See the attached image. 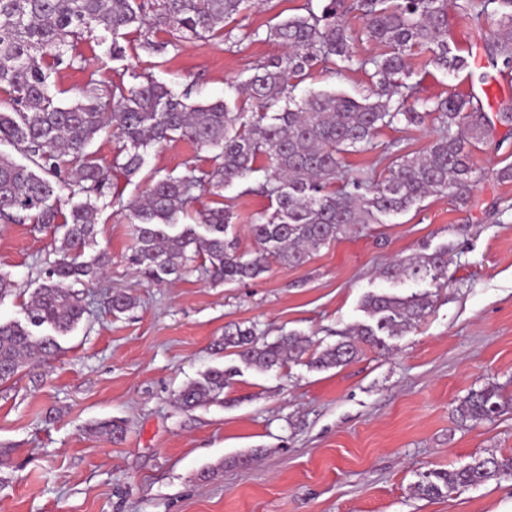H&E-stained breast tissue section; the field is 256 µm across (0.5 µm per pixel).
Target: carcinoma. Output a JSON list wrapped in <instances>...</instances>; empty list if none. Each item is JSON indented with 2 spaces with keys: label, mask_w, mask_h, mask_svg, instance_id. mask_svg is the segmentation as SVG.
<instances>
[{
  "label": "carcinoma",
  "mask_w": 512,
  "mask_h": 512,
  "mask_svg": "<svg viewBox=\"0 0 512 512\" xmlns=\"http://www.w3.org/2000/svg\"><path fill=\"white\" fill-rule=\"evenodd\" d=\"M242 0H159L147 20L136 0H0V91L12 108L0 111V142L27 159L16 162L0 154V222H31L40 230L64 229L57 258L24 308V320L0 322V384L24 368L61 351L59 337L71 332L87 312L75 286L98 281L108 263L101 252L84 259L95 237L99 207L127 212L131 253L136 272L157 283L191 270L212 284L253 279L273 262L285 267L305 264L313 251L328 245L355 224L380 222L401 214L429 195L467 200L472 182V147L492 129L481 99L474 93L437 99L421 96L411 81L410 52L424 48L428 63L457 72L469 67L448 41L447 0H326L321 11L306 0V15L287 18L269 37L287 48L281 56L255 68L243 84L250 112L233 111L223 100L187 104L152 75L140 82L88 80L80 98L68 106L54 102L50 72L44 65L73 68L85 59L75 55L79 42L94 36L109 44V54L123 57L119 39L131 33L143 46L159 52L164 44L151 39L157 26L206 39L240 10ZM460 17L489 32V63L512 71V0H460ZM358 13L367 39L385 47L379 55H359L345 15ZM316 64L336 75L360 71L370 79L368 93L358 100L337 91L293 95ZM284 106H279V103ZM438 123L433 140L422 152L392 153L395 143L377 142L382 128L405 123L419 127ZM112 130L115 151L108 164L87 151L101 133ZM185 140L212 152L205 170L194 161L179 175L168 174L136 199L124 202L112 183V172L130 178L146 164L148 148ZM381 148L391 159L388 176L373 180L354 172L345 155ZM266 165L257 167L258 160ZM264 170L263 189L275 201L271 214L250 225L259 244L251 257L228 238L230 213L224 207L196 211L195 223L184 224L201 196L221 195L224 186ZM75 197L82 198L78 203ZM71 204L69 211L63 206ZM447 251L415 254L390 264L383 276L422 282L446 275ZM105 305L113 313L135 307L130 294L115 291ZM433 294L398 295L370 292L361 301L372 320L342 333L344 340L320 351L309 338L283 332L274 341L261 339L253 327L224 330L215 350H235L248 366L268 372L309 355L308 364L328 370L350 363L365 344L380 353L386 339L415 329L433 308ZM236 367H212L183 386L176 400L190 411L223 402L224 389L237 376ZM512 409L504 387L488 383L471 390L456 409L462 422L480 423ZM94 433L112 441L124 437L117 420H104ZM512 475V458L478 459L460 469L434 471L417 484L420 496L432 498L459 487L475 486Z\"/></svg>",
  "instance_id": "1"
}]
</instances>
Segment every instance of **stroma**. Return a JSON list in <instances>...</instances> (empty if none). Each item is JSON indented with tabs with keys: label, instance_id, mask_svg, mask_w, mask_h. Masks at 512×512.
<instances>
[{
	"label": "stroma",
	"instance_id": "35a3bbf8",
	"mask_svg": "<svg viewBox=\"0 0 512 512\" xmlns=\"http://www.w3.org/2000/svg\"><path fill=\"white\" fill-rule=\"evenodd\" d=\"M305 0H245L225 35L186 39L158 27L165 49L152 53L137 34L122 59L89 39L78 50L87 69L51 73L57 101H73L88 77L133 85L148 73L189 102L238 98L253 68L284 48L270 28L302 14ZM410 64L426 97L476 92L489 117L512 112V83L481 64L495 81L493 97L469 71L454 74ZM369 78L314 68L297 94L336 90L365 94ZM211 154L184 140L150 149L145 167L115 181L130 200L152 181L179 174L185 161ZM475 185L467 202L431 195L379 224H357L314 252L302 266L271 264L243 283L214 285L198 273L162 284L140 279L129 265V225L101 210L87 255L108 251L97 286L84 289L87 312L62 337L57 356L0 384V512H512V477L458 488L437 498L417 495L426 472L453 470L489 456L512 457V412L477 425L460 423L456 408L470 390L494 382L512 391V125L497 122L472 152ZM264 172L226 185L240 251L258 245L250 224L271 207L261 193ZM450 248L447 275L424 281L434 294L416 329L391 339L381 355L362 346L351 363L328 370L291 361L262 372L234 351L213 354L225 326L254 327L267 340L296 331L314 349L336 344L346 327L366 322L360 309L371 291L406 293L410 282L382 279L394 259ZM55 259L49 236L32 224L0 223V271L19 288L0 300V321L20 320L23 305ZM128 290L132 310L112 315L105 291ZM239 367L223 404L180 409L178 390L209 367ZM122 421L113 443L91 434L103 420Z\"/></svg>",
	"mask_w": 512,
	"mask_h": 512
}]
</instances>
